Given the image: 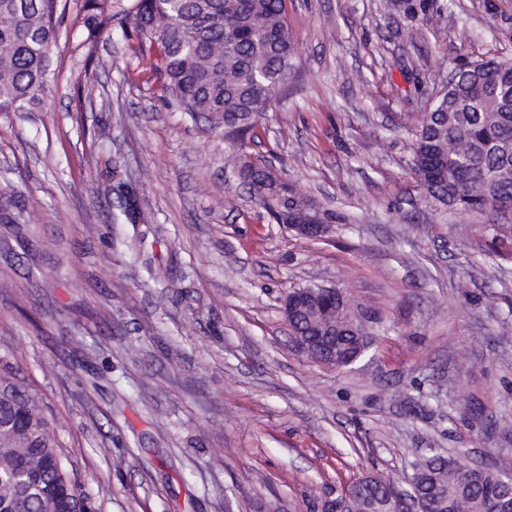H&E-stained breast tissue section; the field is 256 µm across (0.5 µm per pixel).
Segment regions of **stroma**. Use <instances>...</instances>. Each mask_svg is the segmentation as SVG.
Wrapping results in <instances>:
<instances>
[{"mask_svg": "<svg viewBox=\"0 0 512 512\" xmlns=\"http://www.w3.org/2000/svg\"><path fill=\"white\" fill-rule=\"evenodd\" d=\"M285 4L293 68L244 151L335 213L323 239L270 219L121 20L75 50L79 0L38 104L0 112V174L40 213L0 223V356L96 512H309L430 448L512 453V211L426 196L405 129L450 71L512 60V0ZM133 192L142 223H113ZM314 285L379 324L349 367L292 345L282 298Z\"/></svg>", "mask_w": 512, "mask_h": 512, "instance_id": "35a3bbf8", "label": "stroma"}]
</instances>
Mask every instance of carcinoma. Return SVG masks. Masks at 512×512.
<instances>
[{"label": "carcinoma", "instance_id": "carcinoma-1", "mask_svg": "<svg viewBox=\"0 0 512 512\" xmlns=\"http://www.w3.org/2000/svg\"><path fill=\"white\" fill-rule=\"evenodd\" d=\"M60 0H0V112H22L45 91L47 52L57 39ZM121 15L138 33L139 54L163 94L182 111L204 114L213 129L239 146L254 136L253 118L266 110L292 65L295 43L284 0H82L77 14L85 34L75 49L91 50ZM512 61L490 58L463 68L434 107L409 125L412 159L420 162L430 197L462 211L512 204ZM277 224L307 210L272 171L234 163ZM35 217L14 198H0V221ZM63 445L41 398L11 363L0 358V512H92L90 498L63 463ZM418 483L437 487L410 502L411 512H506L512 458L475 473L433 452L415 463ZM371 481L378 499L391 498L390 480L365 475L348 488V512H363L361 488Z\"/></svg>", "mask_w": 512, "mask_h": 512}]
</instances>
